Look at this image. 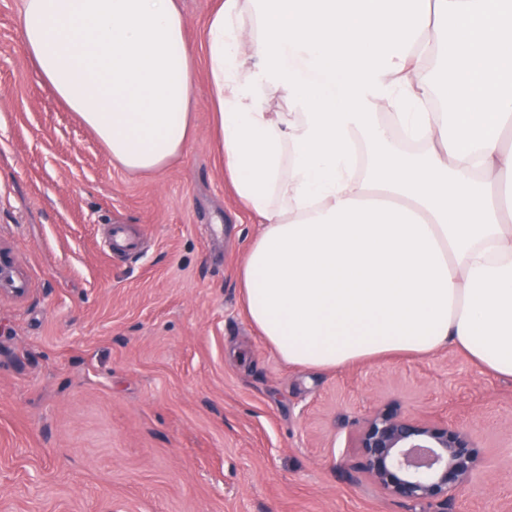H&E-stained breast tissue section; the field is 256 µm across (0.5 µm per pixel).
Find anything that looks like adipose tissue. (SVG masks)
Returning <instances> with one entry per match:
<instances>
[{"mask_svg": "<svg viewBox=\"0 0 512 512\" xmlns=\"http://www.w3.org/2000/svg\"><path fill=\"white\" fill-rule=\"evenodd\" d=\"M20 23L114 163L183 153L180 0H23ZM203 39L224 176L262 226L238 283L266 344L318 371L451 346L512 379V0H217Z\"/></svg>", "mask_w": 512, "mask_h": 512, "instance_id": "adipose-tissue-1", "label": "adipose tissue"}]
</instances>
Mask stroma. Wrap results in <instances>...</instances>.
<instances>
[{
	"instance_id": "obj_1",
	"label": "stroma",
	"mask_w": 512,
	"mask_h": 512,
	"mask_svg": "<svg viewBox=\"0 0 512 512\" xmlns=\"http://www.w3.org/2000/svg\"><path fill=\"white\" fill-rule=\"evenodd\" d=\"M182 0L194 136L157 172L114 165L32 67L0 0V512H434L380 493L351 438L394 409L467 432L481 461L450 512L512 505V380L464 354L318 372L249 322L237 272L260 226L224 179L201 34ZM130 225L139 253L106 246ZM27 288L15 264L4 257V249L0 247V294L9 293L16 297L26 294Z\"/></svg>"
}]
</instances>
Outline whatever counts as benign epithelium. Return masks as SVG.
Wrapping results in <instances>:
<instances>
[{
	"label": "benign epithelium",
	"mask_w": 512,
	"mask_h": 512,
	"mask_svg": "<svg viewBox=\"0 0 512 512\" xmlns=\"http://www.w3.org/2000/svg\"><path fill=\"white\" fill-rule=\"evenodd\" d=\"M26 291L19 270L0 247V294L22 297ZM353 447L364 457V477L383 494L435 504L439 512H448L449 493L466 486L478 467L466 432L386 410L364 421Z\"/></svg>",
	"instance_id": "1"
}]
</instances>
